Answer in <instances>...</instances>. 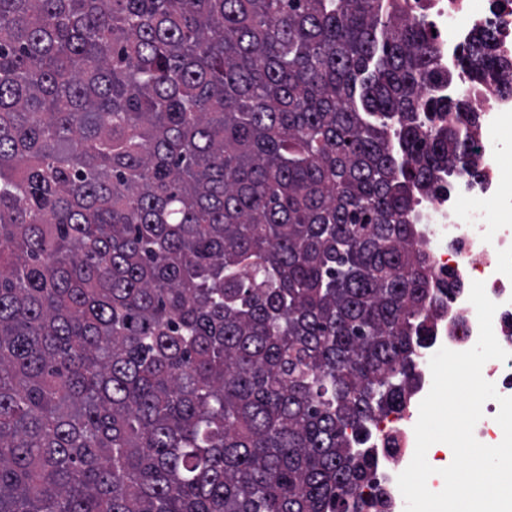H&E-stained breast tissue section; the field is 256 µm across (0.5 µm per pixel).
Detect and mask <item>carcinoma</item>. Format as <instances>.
Listing matches in <instances>:
<instances>
[{
  "label": "carcinoma",
  "mask_w": 512,
  "mask_h": 512,
  "mask_svg": "<svg viewBox=\"0 0 512 512\" xmlns=\"http://www.w3.org/2000/svg\"><path fill=\"white\" fill-rule=\"evenodd\" d=\"M427 2L0 0V512H393L414 213L512 98Z\"/></svg>",
  "instance_id": "cac0c4a2"
}]
</instances>
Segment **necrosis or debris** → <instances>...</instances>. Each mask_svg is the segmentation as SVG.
<instances>
[{
  "instance_id": "obj_1",
  "label": "necrosis or debris",
  "mask_w": 512,
  "mask_h": 512,
  "mask_svg": "<svg viewBox=\"0 0 512 512\" xmlns=\"http://www.w3.org/2000/svg\"><path fill=\"white\" fill-rule=\"evenodd\" d=\"M427 22L435 29L437 41L445 51L489 24L494 26L502 49L512 48L511 6L490 17L474 10L470 0H431ZM456 91L470 97L481 115L478 142L483 174L464 188L419 202L421 249L430 256L436 269L452 271L461 285L452 309L437 322V333L430 349L415 360L422 376L416 393L420 400L431 388L429 361L433 351L443 347L465 351L478 340L477 314L469 301L471 285L476 281L484 283L487 296L498 305L493 330L497 341L509 354L503 362L487 361L482 375L495 385L499 395L512 396V225L490 222L478 212L481 200L492 197L499 202L502 211L512 215V168L503 164L497 138V117L512 112V100L472 90L465 83L458 85ZM461 315L465 316L466 324L458 329L452 320ZM416 422V416L410 414L395 419L393 431L398 437V446L394 454L381 457L390 492L395 496L400 493L397 477L416 443Z\"/></svg>"
}]
</instances>
